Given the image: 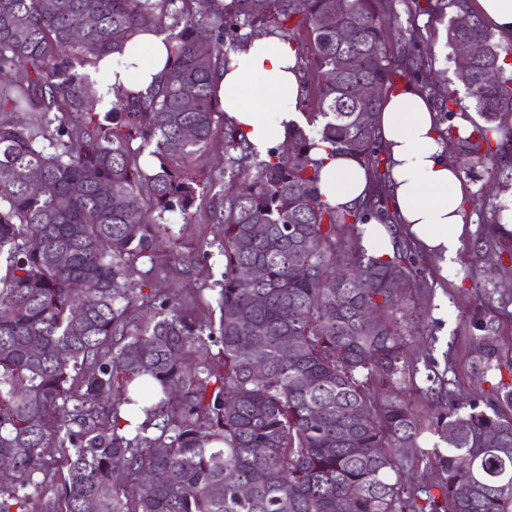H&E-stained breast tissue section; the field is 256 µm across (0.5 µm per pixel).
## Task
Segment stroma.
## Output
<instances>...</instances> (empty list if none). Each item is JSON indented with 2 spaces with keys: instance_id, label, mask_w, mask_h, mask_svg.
<instances>
[{
  "instance_id": "stroma-1",
  "label": "stroma",
  "mask_w": 512,
  "mask_h": 512,
  "mask_svg": "<svg viewBox=\"0 0 512 512\" xmlns=\"http://www.w3.org/2000/svg\"><path fill=\"white\" fill-rule=\"evenodd\" d=\"M401 37L411 40L424 57L430 58L431 70L424 73V82H431L433 72L437 71L446 77L449 88H456L455 66L446 58L445 31L438 18L424 15L415 22H403ZM468 181L472 187L467 213L471 230L460 253V265L465 270L473 265L474 247L486 237L485 232L494 220L512 225L511 214L500 217L494 214L496 203L505 201L512 192V180L493 178L486 169L478 167ZM165 222L174 237L179 238L183 253L195 256L196 262L187 268L173 262L168 255H160L153 270L152 285L193 307L201 322H210L214 318L211 285L224 269V257L218 249L221 229L202 219L185 223L177 212L166 214ZM489 240L492 252L503 257V264L490 266L485 274L459 279L441 288L436 285L438 261L426 256L423 274L433 289L413 297L412 304L424 319L421 324L410 327L406 337L415 354L426 341H433L434 357L438 363L448 366L452 392L481 398L491 391L500 375L496 372L483 378L475 375L473 366L478 353L472 319L479 317L492 322L502 359L512 358V239L496 235ZM443 305L448 308L444 318L438 314Z\"/></svg>"
}]
</instances>
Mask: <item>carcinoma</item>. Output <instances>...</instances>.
Masks as SVG:
<instances>
[{
    "mask_svg": "<svg viewBox=\"0 0 512 512\" xmlns=\"http://www.w3.org/2000/svg\"><path fill=\"white\" fill-rule=\"evenodd\" d=\"M466 2L268 0L260 14L255 0H0V112L16 115L0 121V512H512V382L483 409L441 406L448 370L410 359L403 340L405 300L427 287L419 252L400 238L392 255H367L360 225L389 215L385 197L330 206L309 155L314 132L330 155L379 172L355 89L376 87V110L401 75L393 30L437 14L448 47L474 48L455 77L481 121L456 112L455 91L439 99L459 168L512 180V48ZM144 25L167 43L161 88L97 111L84 69ZM267 33L296 44L306 124L262 158L227 122L213 78L227 51ZM221 131L224 172L205 178L196 160ZM205 195L224 238L207 325L144 293L151 270L130 279L162 246L185 260L158 220L196 217ZM144 304L150 319L132 324ZM475 329L477 374L512 373L492 324ZM410 389L436 402L425 422ZM125 404L144 415L132 433ZM421 465L437 479L405 485Z\"/></svg>",
    "mask_w": 512,
    "mask_h": 512,
    "instance_id": "1",
    "label": "carcinoma"
}]
</instances>
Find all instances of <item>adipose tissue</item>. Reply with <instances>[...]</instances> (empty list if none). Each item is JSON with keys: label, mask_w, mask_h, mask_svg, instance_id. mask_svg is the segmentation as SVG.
Here are the masks:
<instances>
[{"label": "adipose tissue", "mask_w": 512, "mask_h": 512, "mask_svg": "<svg viewBox=\"0 0 512 512\" xmlns=\"http://www.w3.org/2000/svg\"><path fill=\"white\" fill-rule=\"evenodd\" d=\"M162 35L138 32L123 55L109 54L89 67L96 78L99 109L110 108L117 91H147L166 72ZM295 44L274 34L254 38L229 51L214 87L221 109L259 155L284 140L289 122L299 119L302 84ZM373 123L389 170L394 225L372 217L361 226L360 244L372 256H389L396 236L438 260L442 281L455 280L468 232L469 190L463 173L448 160L437 111L418 85L402 81L387 92ZM310 155L320 162V191L339 209L361 205L371 196L370 172L347 155L328 156L322 145Z\"/></svg>", "instance_id": "1"}]
</instances>
